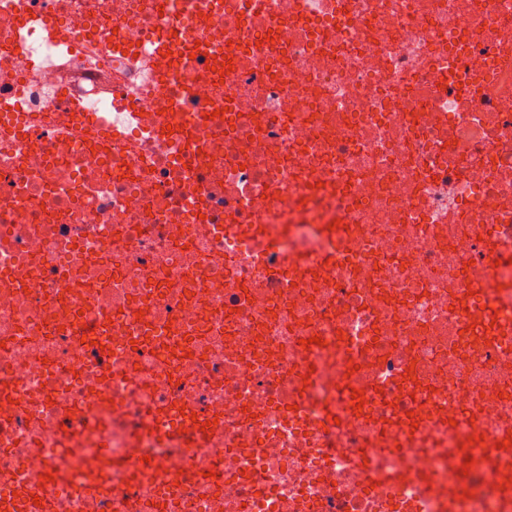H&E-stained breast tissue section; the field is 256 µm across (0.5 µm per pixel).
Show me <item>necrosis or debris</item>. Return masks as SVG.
Instances as JSON below:
<instances>
[{"label":"necrosis or debris","instance_id":"1","mask_svg":"<svg viewBox=\"0 0 512 512\" xmlns=\"http://www.w3.org/2000/svg\"><path fill=\"white\" fill-rule=\"evenodd\" d=\"M511 431L512 0H0L12 512H512Z\"/></svg>","mask_w":512,"mask_h":512}]
</instances>
